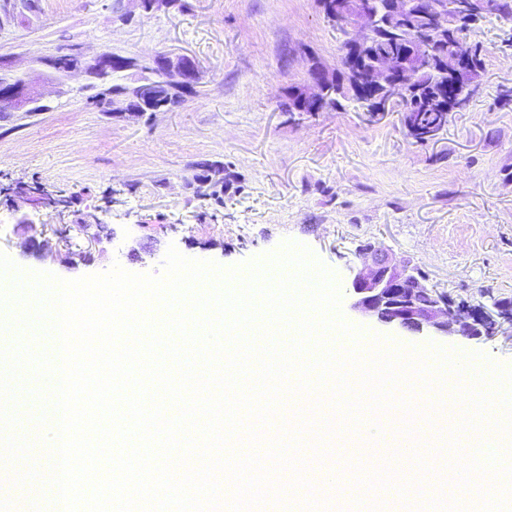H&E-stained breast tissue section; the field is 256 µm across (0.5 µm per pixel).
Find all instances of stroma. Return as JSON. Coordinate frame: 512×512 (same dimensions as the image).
Returning <instances> with one entry per match:
<instances>
[{
  "label": "stroma",
  "instance_id": "35a3bbf8",
  "mask_svg": "<svg viewBox=\"0 0 512 512\" xmlns=\"http://www.w3.org/2000/svg\"><path fill=\"white\" fill-rule=\"evenodd\" d=\"M115 0H40L36 14L0 31V55L38 79V58L68 45L149 60L195 61L199 79L174 110L130 117L88 100L72 79L47 112L0 114V187L33 182L67 209L0 194V252L28 271L66 280L120 265L157 274L169 247L232 267L290 240L308 247L347 286L356 250L384 244L430 284L471 304L512 301V20L490 14L471 31L485 50L472 97L433 140L408 136L402 115L367 122L360 107L283 112L310 61L340 66L343 37L319 0H174L121 21ZM218 198L199 196L200 181ZM49 241L24 250L20 221ZM87 231H77L79 222ZM351 324L390 342H428L512 369V335L476 342L428 338L362 318ZM378 438L343 432L331 462L399 436L389 417Z\"/></svg>",
  "mask_w": 512,
  "mask_h": 512
}]
</instances>
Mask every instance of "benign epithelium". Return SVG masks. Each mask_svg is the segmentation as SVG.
<instances>
[{
  "label": "benign epithelium",
  "mask_w": 512,
  "mask_h": 512,
  "mask_svg": "<svg viewBox=\"0 0 512 512\" xmlns=\"http://www.w3.org/2000/svg\"><path fill=\"white\" fill-rule=\"evenodd\" d=\"M412 7V0H388L385 24L392 28L405 19ZM324 13L339 21L344 42L352 55L348 63L341 64L347 89L354 91L362 86L373 89L364 101L366 112L375 117L392 109L400 100L402 77L406 67L441 70L464 91L473 88L472 76L478 67L462 64L458 57L433 58L427 52V42L416 40L418 48L410 61L397 55H386L370 63L357 59L364 54L369 41L368 33L377 15L367 8L365 0H321ZM112 54L102 51L96 55L80 52L75 56L60 53L39 61L44 67L41 83L18 74L12 61L0 55V72L14 78L11 92L0 99L2 112H37L49 93L46 89L61 92L65 81L75 75L90 79L111 70ZM332 72L321 70L308 73L301 86L302 98L319 105ZM358 262L352 267L349 291L351 308L361 316L379 323L396 326L414 333L430 336H463L470 340L492 337L509 325L512 329V310H505L496 303L486 305H461L448 295L428 284L421 269L395 257L381 244L368 242L358 249Z\"/></svg>",
  "instance_id": "obj_1"
}]
</instances>
